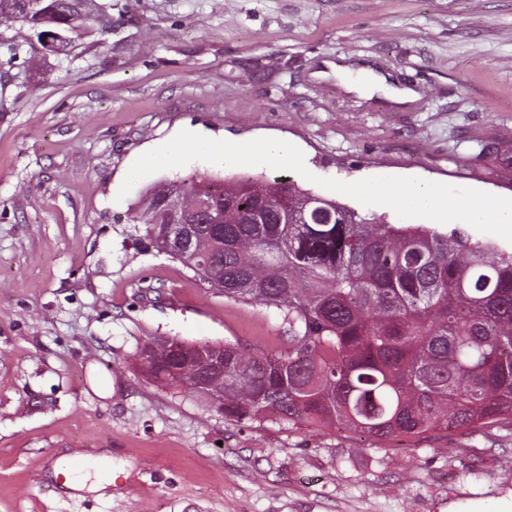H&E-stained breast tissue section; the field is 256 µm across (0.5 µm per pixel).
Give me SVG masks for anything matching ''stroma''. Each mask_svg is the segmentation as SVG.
Listing matches in <instances>:
<instances>
[{
	"mask_svg": "<svg viewBox=\"0 0 512 512\" xmlns=\"http://www.w3.org/2000/svg\"><path fill=\"white\" fill-rule=\"evenodd\" d=\"M119 32L67 57L0 49V512H448L512 491V426L424 442L240 425L153 384L149 337L275 346L276 310L227 304L146 250L120 201L134 159L192 129L294 144L322 178L418 177L512 198V0H98ZM416 92L348 90L337 67ZM105 454V496L59 457ZM112 480V471H110V474L105 477L96 473L95 480L90 483H88V479L85 476L80 474L67 476L64 486L69 490L77 492H98L107 490V488L112 485Z\"/></svg>",
	"mask_w": 512,
	"mask_h": 512,
	"instance_id": "obj_1",
	"label": "stroma"
}]
</instances>
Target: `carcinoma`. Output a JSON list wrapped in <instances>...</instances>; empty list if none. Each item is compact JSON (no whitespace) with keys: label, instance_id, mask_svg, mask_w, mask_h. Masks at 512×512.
I'll return each instance as SVG.
<instances>
[{"label":"carcinoma","instance_id":"cac0c4a2","mask_svg":"<svg viewBox=\"0 0 512 512\" xmlns=\"http://www.w3.org/2000/svg\"><path fill=\"white\" fill-rule=\"evenodd\" d=\"M62 36L67 56L92 27L122 19L95 0H0V27ZM200 198L224 214V240L200 231L193 254L167 252L159 204ZM140 243L192 271L227 303L274 308L278 349L154 338L159 386L224 391L236 423L346 432L373 442L512 425V252L459 224H392L291 179L194 172L148 187L131 207ZM224 353V378L211 356Z\"/></svg>","mask_w":512,"mask_h":512}]
</instances>
